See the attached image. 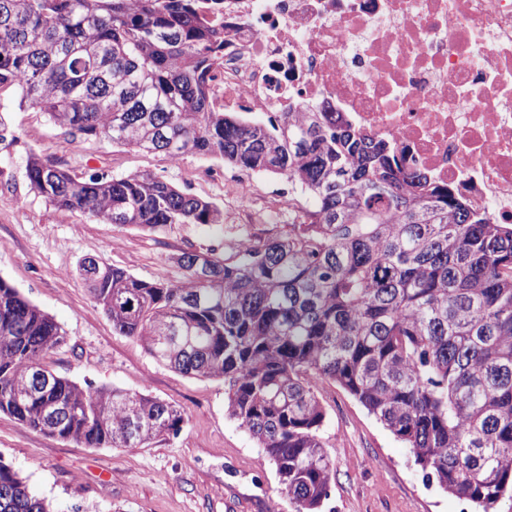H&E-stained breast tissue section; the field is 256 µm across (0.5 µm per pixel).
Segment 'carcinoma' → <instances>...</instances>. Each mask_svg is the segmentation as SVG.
<instances>
[{"instance_id": "1", "label": "carcinoma", "mask_w": 512, "mask_h": 512, "mask_svg": "<svg viewBox=\"0 0 512 512\" xmlns=\"http://www.w3.org/2000/svg\"><path fill=\"white\" fill-rule=\"evenodd\" d=\"M223 51L201 0H0V98L18 95L72 143L217 158L315 202L245 250L183 252L178 283L86 258L90 295L155 361L224 380L228 415L294 512H320L329 496L324 380L410 448L427 481L498 512L512 500V224L401 171L328 105L300 101L266 122L214 109L208 74ZM26 177L59 210L151 233L224 220L151 173L78 175L31 151ZM65 342L0 278V413L87 448H146L181 430L168 402L54 373L46 358ZM0 512L51 510L0 461Z\"/></svg>"}]
</instances>
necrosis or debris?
<instances>
[{
  "mask_svg": "<svg viewBox=\"0 0 512 512\" xmlns=\"http://www.w3.org/2000/svg\"><path fill=\"white\" fill-rule=\"evenodd\" d=\"M218 108L330 103L399 166L512 223V0H224Z\"/></svg>",
  "mask_w": 512,
  "mask_h": 512,
  "instance_id": "1",
  "label": "necrosis or debris"
}]
</instances>
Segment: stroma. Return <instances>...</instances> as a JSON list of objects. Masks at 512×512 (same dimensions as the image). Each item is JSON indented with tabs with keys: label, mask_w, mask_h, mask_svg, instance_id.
Returning <instances> with one entry per match:
<instances>
[{
	"label": "stroma",
	"mask_w": 512,
	"mask_h": 512,
	"mask_svg": "<svg viewBox=\"0 0 512 512\" xmlns=\"http://www.w3.org/2000/svg\"><path fill=\"white\" fill-rule=\"evenodd\" d=\"M15 145L0 152V278L50 315L67 342L46 362L79 383L147 392L183 410L178 435L147 448H86L34 432L0 413V461L24 477L53 512H293L277 492L271 462L225 412L224 382L183 375L156 363L137 340L120 335L77 273L98 257L144 280L180 282V248L224 249L244 233L284 231L288 206L271 196L279 179L255 174L242 191L238 171L199 179L213 161L178 162L108 142L72 143L46 115L0 101ZM35 150L77 172L114 177L153 173L224 210L220 224H176L158 233L61 211L35 196L26 157ZM327 412L322 436L333 461L322 512H472L469 503L429 485L405 444L333 382L318 386Z\"/></svg>",
	"instance_id": "obj_1"
}]
</instances>
